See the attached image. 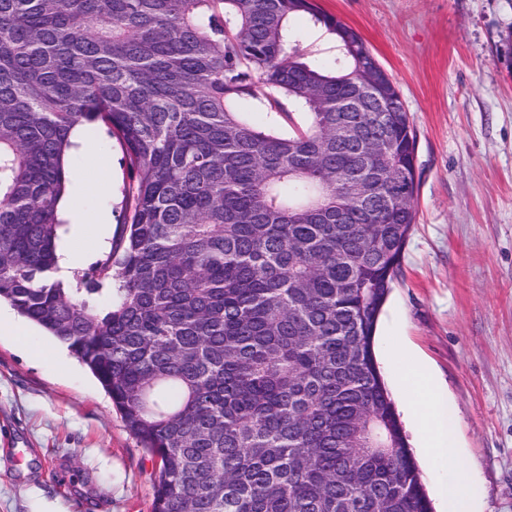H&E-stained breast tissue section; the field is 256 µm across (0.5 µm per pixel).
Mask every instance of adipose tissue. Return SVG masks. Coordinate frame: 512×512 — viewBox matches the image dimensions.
I'll return each mask as SVG.
<instances>
[{
    "label": "adipose tissue",
    "mask_w": 512,
    "mask_h": 512,
    "mask_svg": "<svg viewBox=\"0 0 512 512\" xmlns=\"http://www.w3.org/2000/svg\"><path fill=\"white\" fill-rule=\"evenodd\" d=\"M405 387L400 396L411 415L428 460L441 471L437 495L446 512H473L478 488L460 460L453 422L445 397L423 362L405 348L394 351Z\"/></svg>",
    "instance_id": "adipose-tissue-1"
}]
</instances>
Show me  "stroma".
Masks as SVG:
<instances>
[{
    "label": "stroma",
    "mask_w": 512,
    "mask_h": 512,
    "mask_svg": "<svg viewBox=\"0 0 512 512\" xmlns=\"http://www.w3.org/2000/svg\"><path fill=\"white\" fill-rule=\"evenodd\" d=\"M355 28L417 133L416 222L380 315L379 367L410 342L456 413L476 512H512V0H318ZM61 212L104 259L128 216L119 141L84 127ZM0 338V512H152L157 465L66 345Z\"/></svg>",
    "instance_id": "stroma-1"
}]
</instances>
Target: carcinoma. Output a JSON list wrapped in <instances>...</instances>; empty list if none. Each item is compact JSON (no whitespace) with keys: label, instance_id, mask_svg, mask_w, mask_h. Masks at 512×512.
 Listing matches in <instances>:
<instances>
[{"label":"carcinoma","instance_id":"obj_1","mask_svg":"<svg viewBox=\"0 0 512 512\" xmlns=\"http://www.w3.org/2000/svg\"><path fill=\"white\" fill-rule=\"evenodd\" d=\"M376 63L317 0H0V301L160 461L153 512H432L374 351L417 144L393 81L365 94ZM77 125L120 141L135 192L73 290L52 274ZM292 30L302 53L327 66H333L335 52L322 36L321 29L314 27L308 17L294 18Z\"/></svg>","mask_w":512,"mask_h":512}]
</instances>
